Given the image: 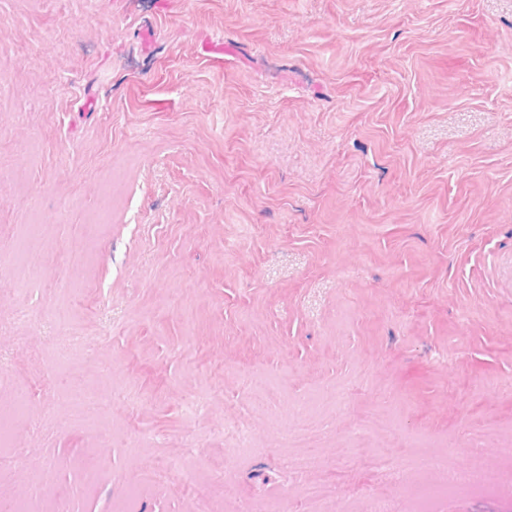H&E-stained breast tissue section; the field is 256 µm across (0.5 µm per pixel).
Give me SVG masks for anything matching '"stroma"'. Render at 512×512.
Returning <instances> with one entry per match:
<instances>
[{"instance_id": "35a3bbf8", "label": "stroma", "mask_w": 512, "mask_h": 512, "mask_svg": "<svg viewBox=\"0 0 512 512\" xmlns=\"http://www.w3.org/2000/svg\"><path fill=\"white\" fill-rule=\"evenodd\" d=\"M27 240L0 506L194 512L213 479L214 512H512V0H0Z\"/></svg>"}]
</instances>
